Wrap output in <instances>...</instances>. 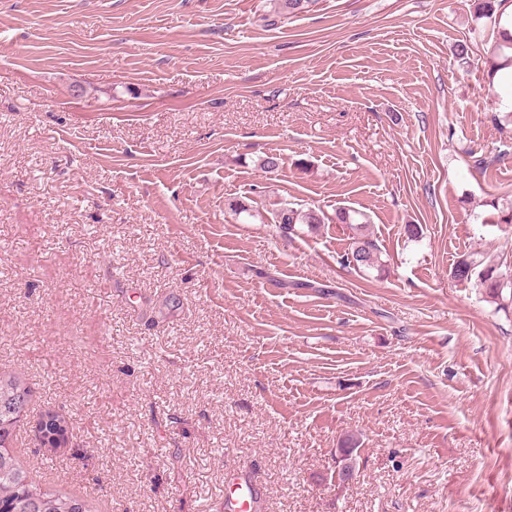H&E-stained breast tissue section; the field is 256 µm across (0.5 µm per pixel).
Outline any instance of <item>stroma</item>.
I'll return each mask as SVG.
<instances>
[{
    "instance_id": "1",
    "label": "stroma",
    "mask_w": 512,
    "mask_h": 512,
    "mask_svg": "<svg viewBox=\"0 0 512 512\" xmlns=\"http://www.w3.org/2000/svg\"><path fill=\"white\" fill-rule=\"evenodd\" d=\"M479 2L271 26L273 0H0V369L31 390L27 468L92 512H224L239 467L265 512H512V300L453 275L512 266V88ZM284 206L326 221L284 229ZM341 210L382 271L343 266ZM48 408L72 447L37 446Z\"/></svg>"
}]
</instances>
